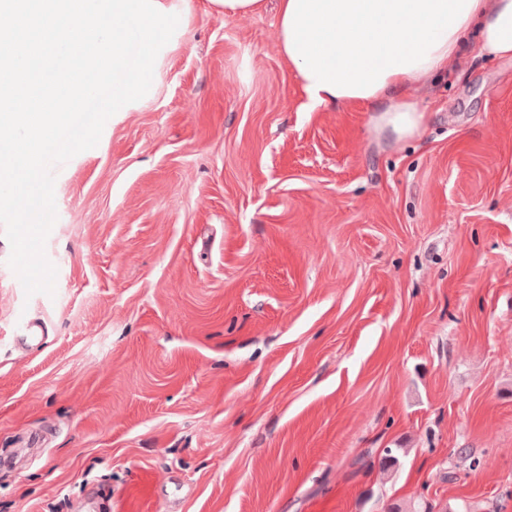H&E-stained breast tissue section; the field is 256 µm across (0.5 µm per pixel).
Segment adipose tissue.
<instances>
[{"label":"adipose tissue","instance_id":"ef3b65f1","mask_svg":"<svg viewBox=\"0 0 512 512\" xmlns=\"http://www.w3.org/2000/svg\"><path fill=\"white\" fill-rule=\"evenodd\" d=\"M277 43L309 108L358 104L403 139L424 119L410 86L468 50L512 59V0H279Z\"/></svg>","mask_w":512,"mask_h":512}]
</instances>
